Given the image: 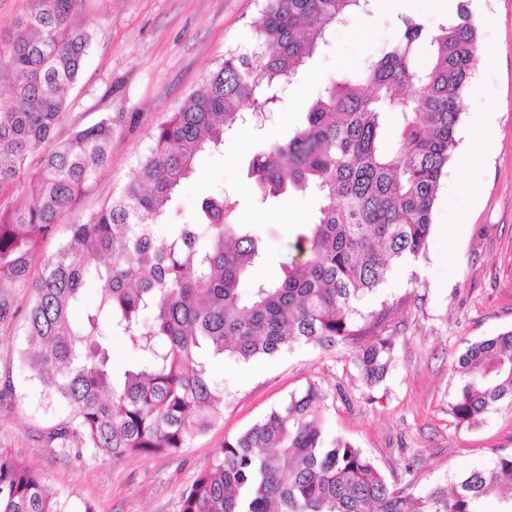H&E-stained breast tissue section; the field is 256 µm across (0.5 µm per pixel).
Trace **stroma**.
Listing matches in <instances>:
<instances>
[{
    "instance_id": "stroma-1",
    "label": "stroma",
    "mask_w": 512,
    "mask_h": 512,
    "mask_svg": "<svg viewBox=\"0 0 512 512\" xmlns=\"http://www.w3.org/2000/svg\"><path fill=\"white\" fill-rule=\"evenodd\" d=\"M457 0H372L370 14L337 27L330 43L279 99L259 130L226 137L224 149L202 155L182 190L171 224L193 223L202 199L219 190L238 201L236 221L255 226L262 259L257 279L280 274L288 246L318 205L307 194L255 204L246 178L257 144L288 139L307 108L336 73L357 68L392 37L400 13L433 24L455 14ZM262 18L260 0H80L72 19L96 40L45 149L103 117L112 119V150L85 196L62 217L41 252L53 253L69 225L111 203L130 180L153 128L177 112L228 47L247 43ZM481 56L464 96L458 147L441 180L428 248L395 267L366 308L407 296L386 377L366 386L347 355L297 345L247 363L214 361L224 403L214 425L176 455L122 458L83 451L64 454L42 437L65 418L24 358L21 321L0 324V448L35 468L48 487L74 507L94 512H178L181 492L207 466L225 437L238 434L290 393L318 384L329 436L361 448L398 486L419 493L492 469L512 454V401L500 402L472 424L458 423L449 404L462 375L458 359L473 342L512 329V0H478ZM486 120L481 137L472 119Z\"/></svg>"
}]
</instances>
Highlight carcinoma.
Wrapping results in <instances>:
<instances>
[{"mask_svg": "<svg viewBox=\"0 0 512 512\" xmlns=\"http://www.w3.org/2000/svg\"><path fill=\"white\" fill-rule=\"evenodd\" d=\"M79 0H32L0 41V196L24 183L30 154L51 136L78 81L94 32L75 26ZM370 0H263L251 40L225 52L203 89L157 125L133 176L112 203L70 225L48 256L43 241L108 160L112 118L77 131L40 160L27 201L0 208V322L24 314L30 360L69 413L49 433L112 456L170 455L215 419L224 385L214 359L248 362L295 344L345 349L368 385L393 361L405 299L362 302L393 267L426 251L440 181L458 146L461 103L479 61L469 0L435 26L413 14L394 22L390 45L356 71L330 79L306 123L287 141L260 145L249 165L261 204L290 189L318 201L281 273L244 287L260 256L257 233L236 222L222 193L204 221L166 224L198 154L261 123L337 26ZM400 116L392 139L386 117ZM41 271L31 276L36 260ZM96 290L87 303L84 292ZM140 354L120 377L106 339ZM450 411L470 423L512 400V330L470 344ZM322 396L292 393L244 432L224 438L181 493L179 512H482L495 496L512 512V454L451 487L415 495L388 482L361 449L323 432ZM0 512H71L42 476L0 449Z\"/></svg>", "mask_w": 512, "mask_h": 512, "instance_id": "1", "label": "carcinoma"}]
</instances>
